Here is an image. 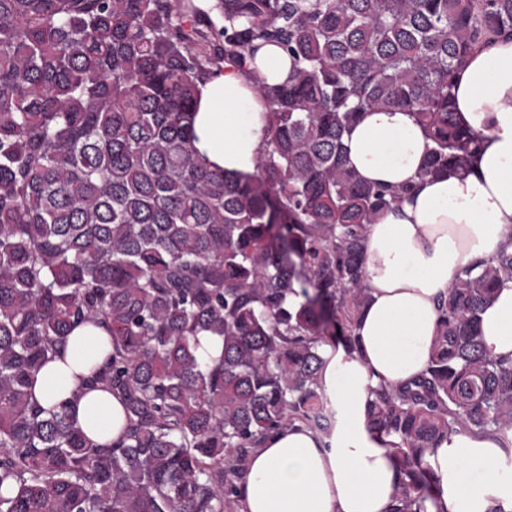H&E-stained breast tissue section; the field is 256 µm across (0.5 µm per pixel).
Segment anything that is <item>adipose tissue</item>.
Instances as JSON below:
<instances>
[{
    "label": "adipose tissue",
    "mask_w": 512,
    "mask_h": 512,
    "mask_svg": "<svg viewBox=\"0 0 512 512\" xmlns=\"http://www.w3.org/2000/svg\"><path fill=\"white\" fill-rule=\"evenodd\" d=\"M255 74L227 65L201 85L195 145L229 173L254 172L265 148L259 82H283L291 62L266 45ZM459 121L480 138L469 171L421 177L427 141L408 111L361 115L344 136L347 160L364 182L408 188V195L368 228L370 300L355 330L357 351L322 348L319 382L333 414L328 432L296 423L250 449L238 483L237 512H393L400 473L390 440L367 423L379 385L423 373L438 329L437 301L471 261L512 245V38L465 59L453 89ZM489 354L512 358V282L481 313ZM94 322L76 326L60 356L32 384L34 400L52 408L73 400L78 426L94 442L119 440L126 426L119 398L87 386L111 350ZM436 480L424 512H512V430L460 433L427 458Z\"/></svg>",
    "instance_id": "ef3b65f1"
}]
</instances>
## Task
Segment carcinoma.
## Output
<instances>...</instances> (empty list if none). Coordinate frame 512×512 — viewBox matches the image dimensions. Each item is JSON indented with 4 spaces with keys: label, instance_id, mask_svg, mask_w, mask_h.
Masks as SVG:
<instances>
[{
    "label": "carcinoma",
    "instance_id": "1",
    "mask_svg": "<svg viewBox=\"0 0 512 512\" xmlns=\"http://www.w3.org/2000/svg\"><path fill=\"white\" fill-rule=\"evenodd\" d=\"M503 35L512 0H0V512H232L261 438L327 431L321 347L357 350L368 225L411 191L362 182L344 135L404 109L428 143L421 176L467 171L480 141L454 81ZM266 44L291 70L260 84L265 150L253 173L219 172L195 146L198 86L250 73ZM508 282L512 252L466 265L426 370L374 390L394 512L434 495L426 456L448 438L512 429V358L479 332ZM87 320L112 333L87 385L127 420L107 446L31 392Z\"/></svg>",
    "mask_w": 512,
    "mask_h": 512
}]
</instances>
